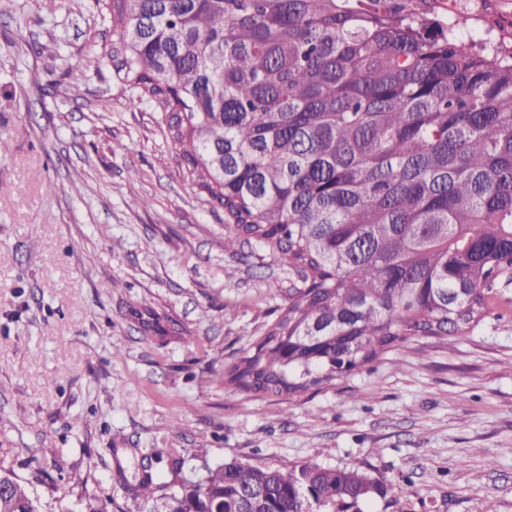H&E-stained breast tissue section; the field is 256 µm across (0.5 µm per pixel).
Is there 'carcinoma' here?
<instances>
[{
	"instance_id": "1",
	"label": "carcinoma",
	"mask_w": 512,
	"mask_h": 512,
	"mask_svg": "<svg viewBox=\"0 0 512 512\" xmlns=\"http://www.w3.org/2000/svg\"><path fill=\"white\" fill-rule=\"evenodd\" d=\"M132 105L163 114L191 181L303 287L224 382L288 399L414 337L472 332L512 278V49L411 0H95ZM147 330L159 314L134 310ZM0 512H41L0 467ZM166 512H362L358 466L144 472Z\"/></svg>"
}]
</instances>
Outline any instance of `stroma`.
<instances>
[{
    "instance_id": "1",
    "label": "stroma",
    "mask_w": 512,
    "mask_h": 512,
    "mask_svg": "<svg viewBox=\"0 0 512 512\" xmlns=\"http://www.w3.org/2000/svg\"><path fill=\"white\" fill-rule=\"evenodd\" d=\"M93 3L0 0V461L42 468L44 512L85 497L145 512L118 471L174 457L187 478L232 460L358 465L402 512H512V283L471 333L403 343L333 387L225 385L302 281L255 246L225 250L224 211L161 113L113 79ZM145 305L165 335L134 317Z\"/></svg>"
}]
</instances>
